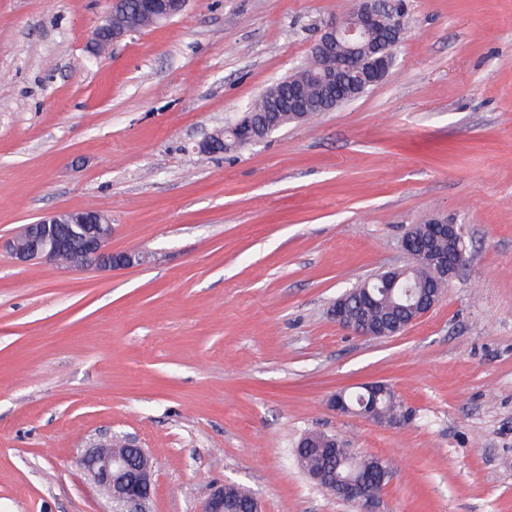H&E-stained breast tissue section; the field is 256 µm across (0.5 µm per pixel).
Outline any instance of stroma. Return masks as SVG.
I'll list each match as a JSON object with an SVG mask.
<instances>
[{
  "mask_svg": "<svg viewBox=\"0 0 512 512\" xmlns=\"http://www.w3.org/2000/svg\"><path fill=\"white\" fill-rule=\"evenodd\" d=\"M111 3L0 0V239L95 209L151 255L63 273L0 250V512H109L76 459L115 433L153 459L151 512L226 483L353 512L296 464L311 431L393 462L385 512H512V0H405L381 83L214 155L351 0H189L97 58ZM436 216L468 260L432 312L389 338L330 318ZM372 381L410 423L329 408ZM432 224H438L448 232V239L450 240H463L466 235V227L462 224H448L447 219L433 218L431 224L424 226H416L413 232L420 240H429L434 233Z\"/></svg>",
  "mask_w": 512,
  "mask_h": 512,
  "instance_id": "1",
  "label": "stroma"
}]
</instances>
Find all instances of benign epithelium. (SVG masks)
Instances as JSON below:
<instances>
[{
    "label": "benign epithelium",
    "mask_w": 512,
    "mask_h": 512,
    "mask_svg": "<svg viewBox=\"0 0 512 512\" xmlns=\"http://www.w3.org/2000/svg\"><path fill=\"white\" fill-rule=\"evenodd\" d=\"M188 0H138V13L160 25L182 13ZM384 8L381 0H354L353 7L343 16L326 22L319 37L312 45L309 59L325 58L342 51L344 64L351 73V80L346 90V98L361 95L367 88L377 85L388 76L393 66V53L369 54L360 52V44L371 31L376 16ZM128 32L107 24L102 32H94L93 47L96 53L104 52L110 44L126 37ZM265 97L274 107V112L287 113L288 120L302 122L308 113L294 104H281V92L270 88ZM281 119L274 117L265 123L254 121L252 108L245 109L241 116L199 144V150L208 151L213 139L228 136L233 145L242 147L259 143L269 138L280 126ZM431 223L438 224L448 232V239L462 240L466 235V226L450 224L448 220L434 218ZM112 240V217L98 210H63L52 213L34 224H25L11 238L0 241V247L9 250L19 265H28L37 260H44L60 265L59 257L66 253H76L82 257L75 269L96 268L98 270H122L144 265L149 255L143 251L129 250L115 252L110 247ZM401 248L417 264L426 265L432 274L442 280H451L466 263V251L458 253L453 263H448L444 256L433 250L417 251L412 241V234H406L401 241ZM412 267L390 268L379 276L380 282L395 286L406 278ZM347 295L339 296L330 309V315L342 328L360 335L386 338L400 334L438 305L436 295L422 296L414 306L413 316L400 328L387 330L370 327L363 321L349 316L346 312ZM329 406L340 414H356L375 423L379 422L376 407L360 402L354 408L345 399L344 392L335 393ZM135 448L136 457L120 456L112 453V446ZM149 453L138 445L136 438L128 434H114L107 442L91 444L77 458V463L90 475L94 483L107 494L112 503L111 512H149L152 498V474L149 473ZM234 485L225 484L216 488L203 503L200 512H224V501L231 497ZM338 498L352 503L357 512H381V494H373L361 479L346 478L336 485Z\"/></svg>",
    "instance_id": "obj_1"
}]
</instances>
